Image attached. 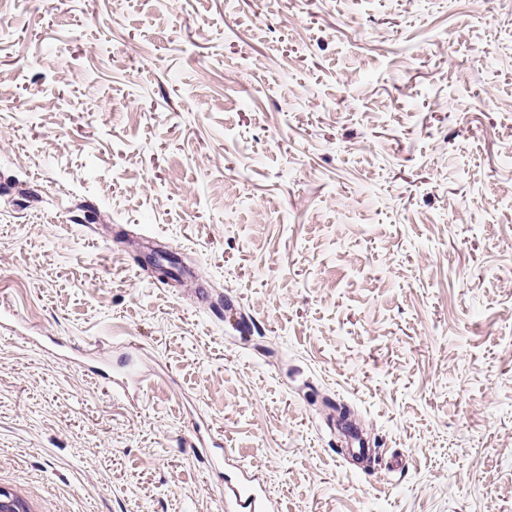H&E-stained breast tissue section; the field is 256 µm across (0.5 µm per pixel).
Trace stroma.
Returning <instances> with one entry per match:
<instances>
[{
    "mask_svg": "<svg viewBox=\"0 0 512 512\" xmlns=\"http://www.w3.org/2000/svg\"><path fill=\"white\" fill-rule=\"evenodd\" d=\"M0 302L148 376L0 338L44 512H512V0H0ZM91 371L105 385V388L121 399L135 397L145 399L148 395L146 383L138 375L130 372H114L111 367H92ZM231 475L224 479L221 497L227 512H276L277 506L265 494L261 484L248 471L239 454Z\"/></svg>",
    "mask_w": 512,
    "mask_h": 512,
    "instance_id": "stroma-1",
    "label": "stroma"
}]
</instances>
